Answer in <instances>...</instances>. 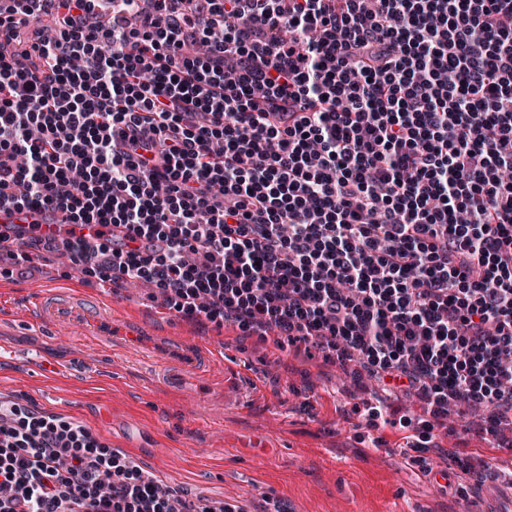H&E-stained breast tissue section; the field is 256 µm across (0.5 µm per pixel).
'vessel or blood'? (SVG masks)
<instances>
[{
  "instance_id": "b4317fda",
  "label": "vessel or blood",
  "mask_w": 512,
  "mask_h": 512,
  "mask_svg": "<svg viewBox=\"0 0 512 512\" xmlns=\"http://www.w3.org/2000/svg\"><path fill=\"white\" fill-rule=\"evenodd\" d=\"M66 221V215L59 211L1 210L0 235L20 246L25 242L24 230L28 225H55ZM27 317L36 328L56 336L80 337L98 350L131 343L141 346L147 350L159 382L170 387L208 382L218 363L217 353L207 343L150 329L136 321L114 322L111 306L91 300L71 287H53L38 292L28 304Z\"/></svg>"
}]
</instances>
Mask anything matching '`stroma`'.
<instances>
[{
    "instance_id": "35a3bbf8",
    "label": "stroma",
    "mask_w": 512,
    "mask_h": 512,
    "mask_svg": "<svg viewBox=\"0 0 512 512\" xmlns=\"http://www.w3.org/2000/svg\"><path fill=\"white\" fill-rule=\"evenodd\" d=\"M11 248L0 244V401L82 422L187 497L244 512L276 502L288 512H461L470 481L438 487L428 470L475 473L492 458L512 471V456L490 441L443 427L442 452L406 462L397 447H375V431L353 410L352 380L334 365L184 318L164 308L157 290L86 276L63 252H33L24 274H15ZM62 285L111 303L116 321L172 329L219 349L224 399L167 388L136 348L98 353L80 338L61 344L33 327L24 315L29 296Z\"/></svg>"
}]
</instances>
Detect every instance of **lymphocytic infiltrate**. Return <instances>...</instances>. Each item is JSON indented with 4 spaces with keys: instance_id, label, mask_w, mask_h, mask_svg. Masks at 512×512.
<instances>
[{
    "instance_id": "1",
    "label": "lymphocytic infiltrate",
    "mask_w": 512,
    "mask_h": 512,
    "mask_svg": "<svg viewBox=\"0 0 512 512\" xmlns=\"http://www.w3.org/2000/svg\"><path fill=\"white\" fill-rule=\"evenodd\" d=\"M10 0L0 209L170 309L512 427V0ZM205 54L189 59L186 47ZM0 512H242L0 407ZM68 219L61 211L44 209H6L0 211V235L8 237L18 246H23L26 241L24 230L28 224H42L41 231L46 233L55 229V224H68Z\"/></svg>"
}]
</instances>
